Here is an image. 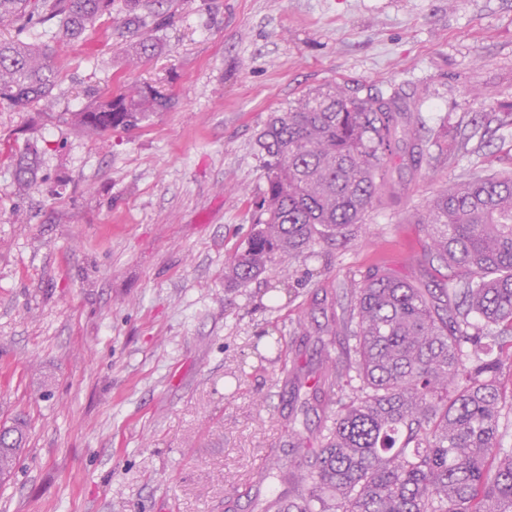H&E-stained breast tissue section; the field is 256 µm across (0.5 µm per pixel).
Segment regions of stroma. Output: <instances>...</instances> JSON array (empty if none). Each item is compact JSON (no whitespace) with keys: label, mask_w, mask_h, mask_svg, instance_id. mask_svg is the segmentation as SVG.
<instances>
[{"label":"stroma","mask_w":512,"mask_h":512,"mask_svg":"<svg viewBox=\"0 0 512 512\" xmlns=\"http://www.w3.org/2000/svg\"><path fill=\"white\" fill-rule=\"evenodd\" d=\"M135 34L123 0L76 40L36 27L60 69L56 109L129 83L170 107L101 137L40 106L0 110V425L30 422L0 512H262L286 486L289 423L314 432L323 307L382 265L429 282L410 224L446 181L512 171V0H167ZM156 50L138 65L139 37ZM341 81L403 87L420 165L347 239L224 285L266 189L255 144L272 112ZM37 145L39 169L15 177ZM298 370L289 392L282 367Z\"/></svg>","instance_id":"stroma-1"}]
</instances>
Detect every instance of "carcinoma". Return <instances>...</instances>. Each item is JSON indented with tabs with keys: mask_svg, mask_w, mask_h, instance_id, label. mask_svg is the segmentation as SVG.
<instances>
[{
	"mask_svg": "<svg viewBox=\"0 0 512 512\" xmlns=\"http://www.w3.org/2000/svg\"><path fill=\"white\" fill-rule=\"evenodd\" d=\"M114 0H0V109L51 103L58 78L44 45L26 38L57 19L81 37L112 15ZM128 24L160 21L151 0H124ZM152 85H128L66 123L92 135L138 127L169 108ZM399 91L361 97L339 84L315 89L271 114L257 144L266 191L249 237L224 263V285L243 288L324 241L345 237L393 185L391 158L423 155L402 115ZM36 154L21 153L16 176L33 178ZM425 256L446 269L435 287L376 267L343 294L329 336L351 344L323 350L326 420L309 440L296 429L279 474L292 495L264 512H512V448L500 418L512 406V173L475 171L451 181L415 216ZM23 416L0 428V478L27 441Z\"/></svg>",
	"mask_w": 512,
	"mask_h": 512,
	"instance_id": "carcinoma-1",
	"label": "carcinoma"
}]
</instances>
